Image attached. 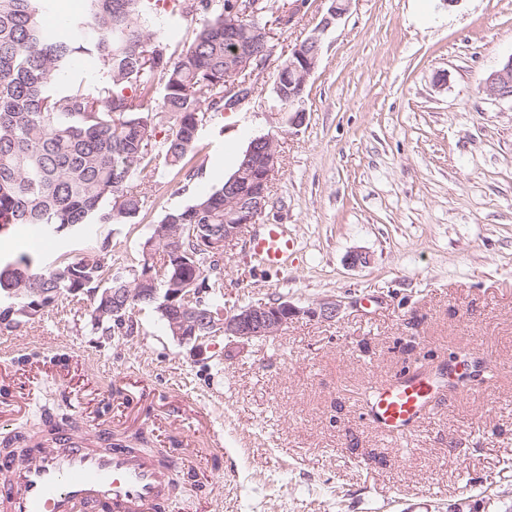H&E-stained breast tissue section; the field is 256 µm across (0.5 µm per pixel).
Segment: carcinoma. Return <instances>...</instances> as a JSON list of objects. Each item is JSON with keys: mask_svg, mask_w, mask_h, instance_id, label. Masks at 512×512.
Returning <instances> with one entry per match:
<instances>
[{"mask_svg": "<svg viewBox=\"0 0 512 512\" xmlns=\"http://www.w3.org/2000/svg\"><path fill=\"white\" fill-rule=\"evenodd\" d=\"M160 0H85L81 14L50 36L42 16L48 0H0V234L16 224L52 232L92 231L97 225L127 224L143 207L136 188L165 173H202V128L234 108L224 107V84L232 78L224 20L235 21L234 47L252 59L272 53V41L256 40V21L234 12L232 0H176L182 16H201L189 44L172 47L149 26ZM95 57L103 82L64 88L77 55ZM163 85L161 105L147 97ZM229 211L224 188L167 213L160 225L179 228L183 252L197 268L175 259L156 269L151 259L165 246L142 249L138 272L152 271L150 296L112 314V295L125 297L134 277L112 273L110 237L89 235L80 257L47 262L28 253L0 260V329H16L52 311L61 298L86 297L89 322L103 336L133 333L132 311L161 303L173 279L191 282L197 300L216 306L224 287V256L198 249L201 225H224Z\"/></svg>", "mask_w": 512, "mask_h": 512, "instance_id": "1", "label": "carcinoma"}]
</instances>
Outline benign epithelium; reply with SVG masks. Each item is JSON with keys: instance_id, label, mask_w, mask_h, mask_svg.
Instances as JSON below:
<instances>
[{"instance_id": "7a95c632", "label": "benign epithelium", "mask_w": 512, "mask_h": 512, "mask_svg": "<svg viewBox=\"0 0 512 512\" xmlns=\"http://www.w3.org/2000/svg\"><path fill=\"white\" fill-rule=\"evenodd\" d=\"M350 0H331L323 18L321 28L297 44L288 57V107L294 109L292 123H299L304 110L298 104L304 101L308 79L314 72L320 50V29L339 20L347 11ZM242 15L259 19L268 11L267 0H237ZM483 91L498 100H512V57L491 71L486 77ZM277 161L276 140L270 136L253 139L246 151L244 166L232 178L227 193L236 202L234 211L240 217L238 224L224 225V238L200 240V249L216 256L223 248L238 240L242 228L256 221L269 203L266 186L271 184ZM166 304L174 308L167 315L169 328L175 338L194 344V349L203 352L204 343L214 337L224 336L243 345L256 339L276 335L282 327L301 315L321 321H332L339 312L334 302L320 303L315 307L301 309L288 301L250 304L230 313L223 308L201 309L192 293L183 288H170Z\"/></svg>"}]
</instances>
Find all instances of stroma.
<instances>
[{"label":"stroma","mask_w":512,"mask_h":512,"mask_svg":"<svg viewBox=\"0 0 512 512\" xmlns=\"http://www.w3.org/2000/svg\"><path fill=\"white\" fill-rule=\"evenodd\" d=\"M271 4L289 17L271 60L237 111L202 129L198 177L141 185L140 214L112 227V269L139 268L164 215L221 188L269 135L278 162L258 224L284 225L296 246L264 270L246 257V225L224 252L220 303L336 300L338 316L302 315L245 346L220 336L199 355L151 308L135 310L132 335L106 338L62 300L0 331L13 354L73 357L72 386L25 385L28 411L0 440L64 413L85 438L106 420L154 448L214 438L223 460L196 466L213 499L185 481L171 512H446L460 498L512 512V102L482 90L512 56V0H350L325 30L329 0ZM316 31L295 127L274 77ZM356 251L368 263L352 265ZM464 353L490 357L491 372L442 387L420 428L397 440L366 416L369 388Z\"/></svg>","instance_id":"1"}]
</instances>
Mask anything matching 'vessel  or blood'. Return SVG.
Here are the masks:
<instances>
[{
	"label": "vessel or blood",
	"instance_id": "1",
	"mask_svg": "<svg viewBox=\"0 0 512 512\" xmlns=\"http://www.w3.org/2000/svg\"><path fill=\"white\" fill-rule=\"evenodd\" d=\"M294 248L283 225L263 224L249 240L251 259L267 268H282ZM29 381L45 377L66 381L70 371L29 363ZM439 386L416 371L396 383L378 387L369 415L390 435L404 433L425 420ZM194 449L170 454L161 448H97L69 430L34 445L31 457L0 455V512H169L168 490L177 474L192 472Z\"/></svg>",
	"mask_w": 512,
	"mask_h": 512
}]
</instances>
